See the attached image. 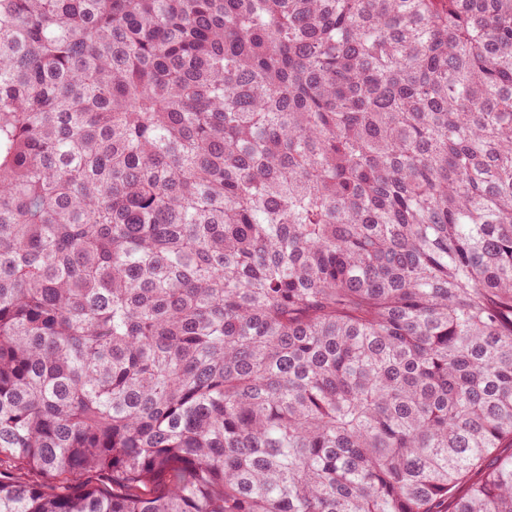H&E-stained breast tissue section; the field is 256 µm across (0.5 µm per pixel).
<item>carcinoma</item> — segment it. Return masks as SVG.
Here are the masks:
<instances>
[{
	"instance_id": "cac0c4a2",
	"label": "carcinoma",
	"mask_w": 512,
	"mask_h": 512,
	"mask_svg": "<svg viewBox=\"0 0 512 512\" xmlns=\"http://www.w3.org/2000/svg\"><path fill=\"white\" fill-rule=\"evenodd\" d=\"M506 444L512 0H0V512H512ZM0 472L2 475L26 484L40 485L47 482L39 472L24 468L14 459L4 456L0 458Z\"/></svg>"
}]
</instances>
